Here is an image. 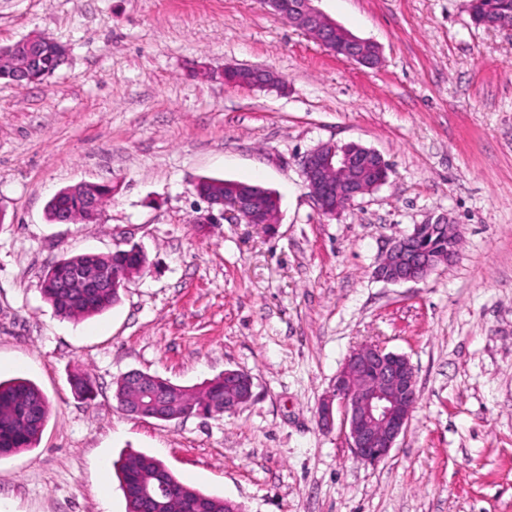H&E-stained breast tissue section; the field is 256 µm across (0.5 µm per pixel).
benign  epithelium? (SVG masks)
Returning a JSON list of instances; mask_svg holds the SVG:
<instances>
[{"mask_svg":"<svg viewBox=\"0 0 512 512\" xmlns=\"http://www.w3.org/2000/svg\"><path fill=\"white\" fill-rule=\"evenodd\" d=\"M272 12L314 38L332 53L374 68L380 63V48L371 41L358 38L341 25L328 19L314 6V0H269ZM34 38L0 47V61L12 75L28 82L43 76L38 58L33 53ZM224 83L249 88H270L280 83L272 71L259 68L228 66L221 73ZM301 171L309 194L319 213L334 217L354 205L366 193L384 184L389 165L375 150L359 143L344 145L323 143L302 156ZM194 192L207 203L196 223L211 224L214 210L230 214L249 224L268 229L276 227L277 212L264 206L261 196L249 191L218 198L195 181ZM424 234L448 238V256H436L419 247ZM459 234L440 219L434 224H416L411 233L395 237L382 255L374 274L391 284L417 283L425 280L445 258L456 254ZM119 274L99 269L76 271L68 280L69 288H97ZM136 380L134 411L137 415L166 421V404L151 390L147 374L133 371ZM224 376L235 380L237 390L224 397V411H234L253 398V378L242 370H226ZM416 398V375L410 360L373 343L355 348L345 358L332 384V390L319 404L318 422L326 429L340 421L349 447L358 459L376 464L388 457L398 438L407 429Z\"/></svg>","mask_w":512,"mask_h":512,"instance_id":"benign-epithelium-1","label":"benign epithelium"}]
</instances>
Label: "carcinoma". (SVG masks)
Returning <instances> with one entry per match:
<instances>
[{"label":"carcinoma","instance_id":"cac0c4a2","mask_svg":"<svg viewBox=\"0 0 512 512\" xmlns=\"http://www.w3.org/2000/svg\"><path fill=\"white\" fill-rule=\"evenodd\" d=\"M483 9L473 21L480 23L489 17L493 20L512 21V5L506 0H480ZM60 46L42 39L38 56L43 68L51 73L57 68ZM80 195H65L53 198L48 203L47 215L51 222L58 217L78 209ZM147 259L134 252V248L117 249L109 254H77L61 260L56 270L49 271L40 283L44 298L63 319H83L99 314L120 300L122 286L89 288L74 293L62 287L59 278L70 269L81 267H122L131 276L143 272L139 264ZM155 391L174 404L173 412L186 411L208 413L222 410L224 394L230 383L218 375L200 387H178L167 379L152 376ZM73 394L81 400H89L94 394V383L87 372L75 371L71 375ZM115 399L121 408L132 404V378L125 374L115 382ZM48 399L37 386L27 379L15 378L0 382V457L37 447L44 427L49 419ZM114 467L118 473L124 493L127 512H157L154 498L142 491V485L155 479L165 487L166 508L164 512H228L225 499L207 494L197 487L179 479L171 470L155 458L137 451L123 454Z\"/></svg>","mask_w":512,"mask_h":512}]
</instances>
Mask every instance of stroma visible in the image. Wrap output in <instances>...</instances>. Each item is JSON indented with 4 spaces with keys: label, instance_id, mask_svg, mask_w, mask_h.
Listing matches in <instances>:
<instances>
[{
    "label": "stroma",
    "instance_id": "35a3bbf8",
    "mask_svg": "<svg viewBox=\"0 0 512 512\" xmlns=\"http://www.w3.org/2000/svg\"><path fill=\"white\" fill-rule=\"evenodd\" d=\"M377 43L367 68L263 0H0V46L67 50L44 80H0V380L47 396L38 447L0 458V512H126L112 464L139 451L243 512H512V26L468 0H318ZM282 86L224 84V67ZM356 142L392 166L333 218L299 160ZM202 176L280 197L275 231L192 220ZM81 182L112 196L90 224L48 201ZM458 225L454 260L425 281L374 270L413 225ZM138 245L149 267L103 313L63 319L40 283L59 260ZM365 342L405 355L418 401L380 463L357 459L317 407ZM87 369L95 396L69 384ZM248 372L233 412L136 419L114 398L132 370L199 386Z\"/></svg>",
    "mask_w": 512,
    "mask_h": 512
}]
</instances>
